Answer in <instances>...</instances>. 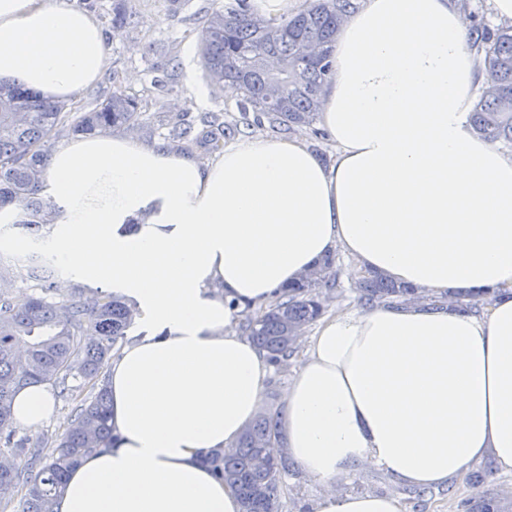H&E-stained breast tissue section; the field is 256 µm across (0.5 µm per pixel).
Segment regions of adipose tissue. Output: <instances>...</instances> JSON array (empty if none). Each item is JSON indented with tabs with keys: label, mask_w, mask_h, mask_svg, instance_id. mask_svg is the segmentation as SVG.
<instances>
[{
	"label": "adipose tissue",
	"mask_w": 512,
	"mask_h": 512,
	"mask_svg": "<svg viewBox=\"0 0 512 512\" xmlns=\"http://www.w3.org/2000/svg\"><path fill=\"white\" fill-rule=\"evenodd\" d=\"M462 0H362L339 30L324 163L299 136L252 135L205 163L123 134L52 151L61 267L123 289L138 332L108 370L114 440L67 477L57 512H239L206 462L260 413L271 367L238 330L334 250L429 292L493 287L477 316L423 300L343 310L300 337L282 449L327 489L313 512H401L341 494L369 464L421 487L492 455L512 473V155L472 132L483 60ZM107 41L74 0H0V82L48 101L102 74ZM16 420L55 413L46 385Z\"/></svg>",
	"instance_id": "obj_1"
}]
</instances>
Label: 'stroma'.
<instances>
[{"mask_svg":"<svg viewBox=\"0 0 512 512\" xmlns=\"http://www.w3.org/2000/svg\"><path fill=\"white\" fill-rule=\"evenodd\" d=\"M218 0H136L128 25L108 34L110 54L105 70L92 86L70 102L74 112L91 110L113 85L136 97L141 111L196 120L205 113L219 115L237 126L240 137L262 133L253 114L241 112L238 98L214 91L202 75L198 33L205 16ZM200 91L188 97L189 87ZM343 493H374L400 501L403 512H476L484 496H492L501 512H512V473L500 472L491 456L470 463L448 483L415 489L392 480L371 465H362L337 484ZM285 512H312L325 490L321 480L292 468L285 478Z\"/></svg>","mask_w":512,"mask_h":512,"instance_id":"35a3bbf8","label":"stroma"}]
</instances>
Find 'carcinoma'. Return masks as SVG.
<instances>
[{"instance_id":"cac0c4a2","label":"carcinoma","mask_w":512,"mask_h":512,"mask_svg":"<svg viewBox=\"0 0 512 512\" xmlns=\"http://www.w3.org/2000/svg\"><path fill=\"white\" fill-rule=\"evenodd\" d=\"M135 9L134 0H112V31H121ZM356 9L355 0H305L301 9L277 22L258 18L248 0H229L214 10L199 35L202 72L210 85L231 82L242 93L240 108L266 118L274 127L292 131L310 128L321 108L324 85L331 72V44L341 24ZM470 47L483 57L484 80L469 122L473 133L495 146L512 150V26L471 27ZM280 61L267 70L265 57ZM275 84L273 102L266 86ZM65 105L44 101L21 85H0V209L11 206L18 219L5 225L40 236L56 219V205L43 195L45 162L62 135H91L110 128L136 129L153 116L139 111L138 101L117 85L88 112H66ZM234 132L216 115L201 124L180 119L168 128L181 149L216 153ZM36 292L17 300L0 292V487H26L17 512H55L67 475L83 457L112 445L109 394L101 385L91 399L77 403L66 431L52 441L20 433L12 402L22 387L51 384L63 397L73 395L68 380L97 379L115 345L133 324L135 307L118 293H79L56 298L43 277L22 272ZM332 255L283 293L267 308L245 316L240 325L270 360L281 365L294 353L297 337L323 312L319 289L336 287ZM358 288L367 304L415 295L379 275L363 277ZM277 420L262 413L242 432L235 446L214 451L207 462L216 477L232 486L241 512H283L284 456L266 448ZM50 448L52 452L44 453Z\"/></svg>"}]
</instances>
